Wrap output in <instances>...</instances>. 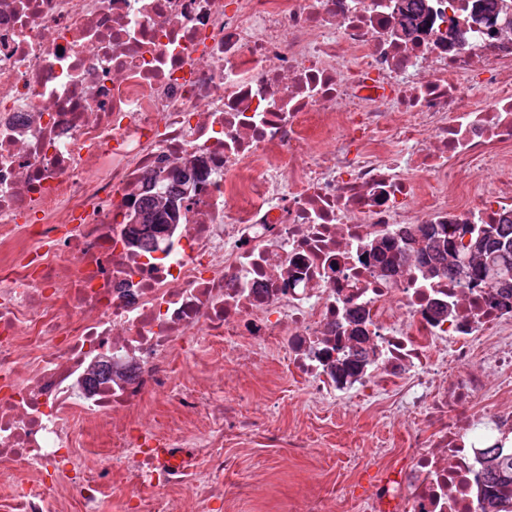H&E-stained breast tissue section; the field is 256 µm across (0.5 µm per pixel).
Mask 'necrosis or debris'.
Returning <instances> with one entry per match:
<instances>
[{"label": "necrosis or debris", "instance_id": "4bbe7bcc", "mask_svg": "<svg viewBox=\"0 0 512 512\" xmlns=\"http://www.w3.org/2000/svg\"><path fill=\"white\" fill-rule=\"evenodd\" d=\"M406 4L0 0L6 512H223L224 444L254 430L176 363L238 339L283 346L315 400L380 389L418 416L362 512H485L481 452L512 437V295L412 261L386 279L369 252L417 224L512 222V32L472 22L512 6ZM491 165L506 178L473 179ZM157 197L185 203L153 250L125 230ZM149 395L176 420L137 422ZM77 421L112 437L99 476Z\"/></svg>", "mask_w": 512, "mask_h": 512}]
</instances>
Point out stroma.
<instances>
[{
	"label": "stroma",
	"instance_id": "stroma-1",
	"mask_svg": "<svg viewBox=\"0 0 512 512\" xmlns=\"http://www.w3.org/2000/svg\"><path fill=\"white\" fill-rule=\"evenodd\" d=\"M206 375L223 382L225 395L253 411L261 428L298 432L312 445L311 452L299 454L250 439L225 444L233 461L228 483L236 493L224 512H289L302 498L369 484L372 472L364 452L405 447L415 424L411 412H384L375 397L351 394L313 404L301 380L286 371L277 345L253 354L230 353Z\"/></svg>",
	"mask_w": 512,
	"mask_h": 512
}]
</instances>
